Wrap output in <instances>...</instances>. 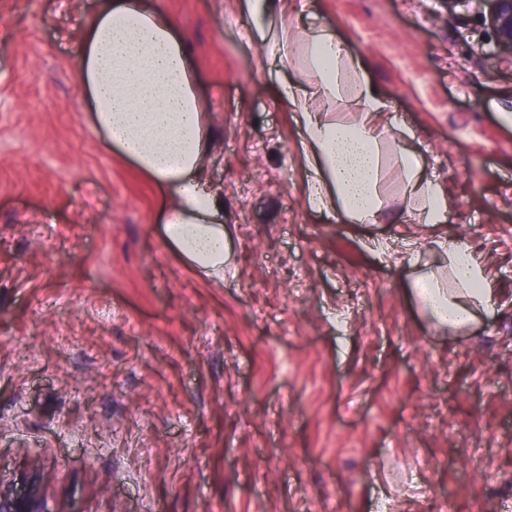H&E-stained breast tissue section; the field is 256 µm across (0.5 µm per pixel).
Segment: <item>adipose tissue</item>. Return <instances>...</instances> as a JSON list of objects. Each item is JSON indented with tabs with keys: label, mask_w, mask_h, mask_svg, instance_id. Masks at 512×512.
Segmentation results:
<instances>
[{
	"label": "adipose tissue",
	"mask_w": 512,
	"mask_h": 512,
	"mask_svg": "<svg viewBox=\"0 0 512 512\" xmlns=\"http://www.w3.org/2000/svg\"><path fill=\"white\" fill-rule=\"evenodd\" d=\"M239 9L269 32L270 66L287 70L292 40L306 51L305 64L282 82L281 102L299 127L308 207L341 212L356 224L378 223L381 175L391 163L419 223H444L445 195L426 174L413 133L384 122L378 87L358 71L352 90L343 91L340 69L349 57L333 33L319 26L294 38L285 0H239ZM76 70L91 128L163 198V233L173 250L195 271L223 280L229 240L224 202L205 178L210 131L178 21L154 0H98ZM318 98L334 104V111L315 110ZM430 244L451 277L427 271L411 279L408 293L422 314L452 330L492 314L496 295L481 258L461 240L438 236Z\"/></svg>",
	"instance_id": "obj_1"
}]
</instances>
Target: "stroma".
Wrapping results in <instances>:
<instances>
[{"mask_svg":"<svg viewBox=\"0 0 512 512\" xmlns=\"http://www.w3.org/2000/svg\"><path fill=\"white\" fill-rule=\"evenodd\" d=\"M192 52L231 259L195 275L75 67L96 0H0V476L68 512H512V56L482 0H289L410 129L494 313L435 327L403 210H311L281 75L238 0H155Z\"/></svg>","mask_w":512,"mask_h":512,"instance_id":"1","label":"stroma"}]
</instances>
